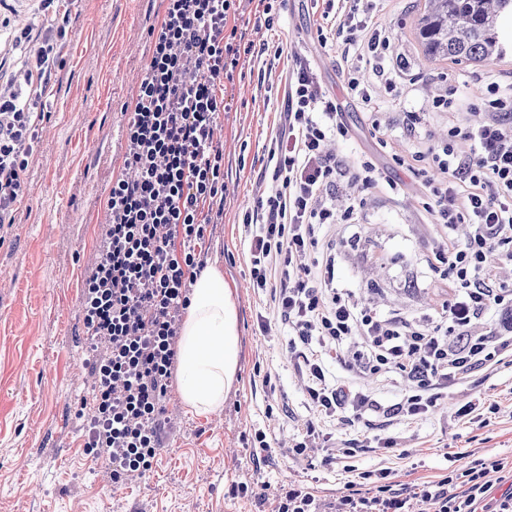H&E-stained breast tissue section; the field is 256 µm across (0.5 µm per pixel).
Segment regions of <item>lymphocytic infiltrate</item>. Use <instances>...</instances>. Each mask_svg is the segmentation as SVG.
I'll return each mask as SVG.
<instances>
[{
  "label": "lymphocytic infiltrate",
  "instance_id": "lymphocytic-infiltrate-1",
  "mask_svg": "<svg viewBox=\"0 0 512 512\" xmlns=\"http://www.w3.org/2000/svg\"><path fill=\"white\" fill-rule=\"evenodd\" d=\"M258 10H251V2ZM77 0H38L36 31H22L14 47L23 58L20 78L0 85V227L13 224L25 193L22 174L51 114L43 100L63 65L62 41ZM161 26L124 130V164L134 178L113 180L99 259L82 289L83 324L95 359L96 415L89 447L100 449L113 483L145 475L157 463L162 416L179 354L183 316L194 273L206 266L203 244L210 225L224 219V153L214 144V122L228 105L242 56L272 53L245 37L246 12L273 28L275 0H166ZM330 34L349 74L347 90L365 107L372 97L356 76L359 62L381 70L391 45L373 21L376 0H336ZM286 110L271 138L263 167L273 183L239 224L253 292L288 331V352L303 381L309 418L290 454L310 470L320 465L345 478L335 497L322 499L308 482L281 484L273 498L241 482L234 498H257L268 512H478L489 474L512 476V461L489 456L449 467L437 479L395 483L393 470L360 469L361 433L385 458H413L401 439L384 430L397 418L417 424L434 414L450 388L481 369L512 364V289L494 286L491 255L512 261V97L487 100L493 119L469 126L474 155L453 143L398 157L419 176L424 210L440 232L425 257L452 278V293L438 317L385 315L354 303L335 283L336 248L322 242L323 226L358 221V200L343 212L323 199L349 178L368 190L380 168L369 159L356 168L326 153L330 138L350 130L309 65L287 72ZM469 225L467 237L448 232ZM398 376L397 402L385 405L361 380ZM355 431L339 451L325 425Z\"/></svg>",
  "mask_w": 512,
  "mask_h": 512
}]
</instances>
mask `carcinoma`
<instances>
[{
  "instance_id": "obj_1",
  "label": "carcinoma",
  "mask_w": 512,
  "mask_h": 512,
  "mask_svg": "<svg viewBox=\"0 0 512 512\" xmlns=\"http://www.w3.org/2000/svg\"><path fill=\"white\" fill-rule=\"evenodd\" d=\"M512 17V0H427L418 36L427 55L485 63L505 54L502 21Z\"/></svg>"
}]
</instances>
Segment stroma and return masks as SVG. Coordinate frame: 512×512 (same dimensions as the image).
Returning <instances> with one entry per match:
<instances>
[{"mask_svg":"<svg viewBox=\"0 0 512 512\" xmlns=\"http://www.w3.org/2000/svg\"><path fill=\"white\" fill-rule=\"evenodd\" d=\"M36 0H5L0 15V52L7 63L0 79L10 80L18 65L11 53L14 33L31 24ZM66 28V64L48 97L51 119L25 172L27 191L15 207V222L0 229V512H257L252 499H231V484L277 485L300 478L302 469L288 457L298 424L306 416L305 396L288 362L287 338L279 318L264 311L249 280L237 222L266 184L259 161L284 109L283 64L264 74L246 72L238 80L229 110L220 115L215 138L224 149V221L204 243L208 265L217 266L233 290L240 339L236 383L221 409L198 413L184 406L177 388L166 402L167 423L153 471L124 486L112 483L110 470L87 446L86 419L75 411L95 388L90 339L85 333L81 285L94 267L98 226L105 217L113 178L124 172L121 129L150 57V27L160 26L166 0H79ZM424 0H379L375 20L391 36L384 76L371 67L359 75L374 102L366 110L347 94V72L336 48L321 43L317 29L322 5L288 0L270 30L248 29L255 43L283 45L306 57L323 88L336 97L350 128L348 139L331 151L347 164L372 157L386 184L363 192L347 180L336 184L329 206L343 208L361 197L358 226L336 232L335 282L353 289L360 302L382 312L416 317L439 311L446 282L424 261L438 232L423 209L424 187L394 158L453 140L462 155L474 141L459 129L487 119L482 103L489 86L512 96V21L499 37L502 59L485 64H455L425 56L415 37ZM404 60V70L393 67ZM396 90H389L388 81ZM453 89L455 111L437 109L434 100ZM420 117L407 132L404 117ZM388 134L387 147L372 135L373 124ZM265 314L274 339L257 335V316ZM276 376L277 390L253 385L256 359ZM472 398L499 405L486 427L454 417ZM283 402L287 415L275 429L276 454L267 465L249 461L241 436L262 420L266 404ZM389 434L416 450V468L396 465L395 479L416 484L433 479L449 453L471 459L512 457V365L476 374L452 388L437 413L406 427L394 420Z\"/></svg>","mask_w":512,"mask_h":512,"instance_id":"35a3bbf8","label":"stroma"}]
</instances>
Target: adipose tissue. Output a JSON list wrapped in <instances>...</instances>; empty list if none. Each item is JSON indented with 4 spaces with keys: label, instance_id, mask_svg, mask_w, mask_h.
<instances>
[{
    "label": "adipose tissue",
    "instance_id": "1",
    "mask_svg": "<svg viewBox=\"0 0 512 512\" xmlns=\"http://www.w3.org/2000/svg\"><path fill=\"white\" fill-rule=\"evenodd\" d=\"M182 323L178 379L182 402L198 412L220 409L239 363L237 313L223 273L208 268L194 278Z\"/></svg>",
    "mask_w": 512,
    "mask_h": 512
}]
</instances>
